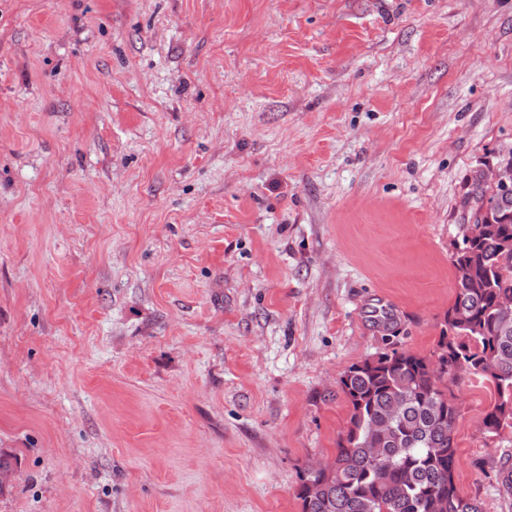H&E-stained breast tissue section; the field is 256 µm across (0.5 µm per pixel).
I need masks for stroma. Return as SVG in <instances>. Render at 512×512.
I'll list each match as a JSON object with an SVG mask.
<instances>
[{"instance_id": "obj_1", "label": "stroma", "mask_w": 512, "mask_h": 512, "mask_svg": "<svg viewBox=\"0 0 512 512\" xmlns=\"http://www.w3.org/2000/svg\"><path fill=\"white\" fill-rule=\"evenodd\" d=\"M510 148L512 0H0V512H301ZM449 390L459 490L512 512L492 384Z\"/></svg>"}]
</instances>
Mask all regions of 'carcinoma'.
Returning a JSON list of instances; mask_svg holds the SVG:
<instances>
[{"mask_svg": "<svg viewBox=\"0 0 512 512\" xmlns=\"http://www.w3.org/2000/svg\"><path fill=\"white\" fill-rule=\"evenodd\" d=\"M463 206L486 228L455 248L456 296L429 355L392 350L352 364L340 377L349 417L331 468L305 474L302 512H482L454 478L459 408L448 381H490L487 432L512 427V194L472 178ZM381 449L375 460L371 449Z\"/></svg>", "mask_w": 512, "mask_h": 512, "instance_id": "obj_1", "label": "carcinoma"}]
</instances>
